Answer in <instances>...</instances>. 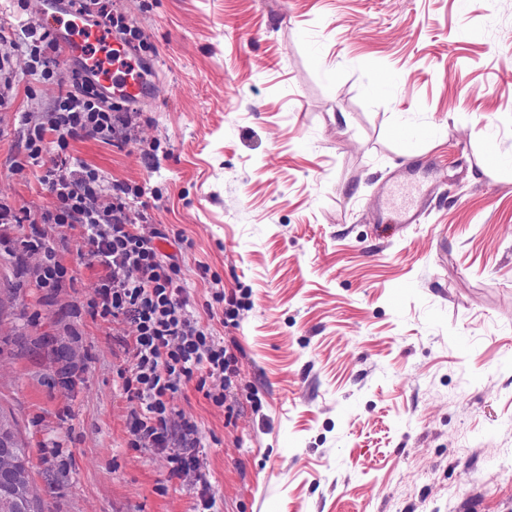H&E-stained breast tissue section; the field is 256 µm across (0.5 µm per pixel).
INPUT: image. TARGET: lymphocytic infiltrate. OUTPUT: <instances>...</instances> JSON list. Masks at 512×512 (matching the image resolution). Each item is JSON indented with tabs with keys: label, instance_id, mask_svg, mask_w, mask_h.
Listing matches in <instances>:
<instances>
[{
	"label": "lymphocytic infiltrate",
	"instance_id": "obj_1",
	"mask_svg": "<svg viewBox=\"0 0 512 512\" xmlns=\"http://www.w3.org/2000/svg\"><path fill=\"white\" fill-rule=\"evenodd\" d=\"M25 46L30 71L46 80L56 78L57 36L31 27ZM68 81L72 88L60 95L46 125L33 126L24 137V152L32 164L43 161L45 131L55 133L63 152L70 139L81 134L103 141L117 139L138 118L130 105L106 103L85 69L72 70ZM44 185L57 206L54 212L42 214V221L79 227L88 261L105 271L96 290L97 308L102 315L124 317L135 327L127 348L130 366L121 373L125 394L139 404L132 424L133 444L170 451L171 475L186 476L196 468L198 440L192 425L172 430L170 400L181 382L203 370L221 379L222 390L214 400L225 403L238 374V360L186 316L175 264L165 261L153 236L131 224L128 200L143 197L145 187L105 186L99 173L84 165L48 168Z\"/></svg>",
	"mask_w": 512,
	"mask_h": 512
}]
</instances>
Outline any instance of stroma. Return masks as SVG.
Wrapping results in <instances>:
<instances>
[{"label":"stroma","instance_id":"stroma-1","mask_svg":"<svg viewBox=\"0 0 512 512\" xmlns=\"http://www.w3.org/2000/svg\"><path fill=\"white\" fill-rule=\"evenodd\" d=\"M153 91L128 140L67 153L147 186L129 217L173 257L197 327L238 359L182 383L195 476L132 445V325L93 315L100 268L54 211L23 118L57 83L28 67L40 0H0V407L31 449L42 512H512V0H115ZM433 195L380 235L373 200L405 162ZM71 283L39 287L42 246ZM235 299L234 324L224 321Z\"/></svg>","mask_w":512,"mask_h":512}]
</instances>
